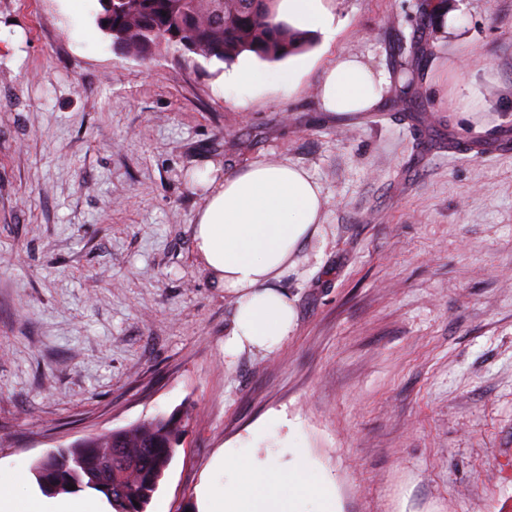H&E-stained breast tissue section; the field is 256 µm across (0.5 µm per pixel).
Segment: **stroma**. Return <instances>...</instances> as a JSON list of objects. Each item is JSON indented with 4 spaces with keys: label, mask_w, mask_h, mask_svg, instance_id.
I'll use <instances>...</instances> for the list:
<instances>
[{
    "label": "stroma",
    "mask_w": 512,
    "mask_h": 512,
    "mask_svg": "<svg viewBox=\"0 0 512 512\" xmlns=\"http://www.w3.org/2000/svg\"><path fill=\"white\" fill-rule=\"evenodd\" d=\"M329 0L336 32L294 84L236 91L229 64L116 50L98 0H0V475L39 491L59 445L157 414L182 444L154 503L203 512L225 449L294 461L340 512H512V0ZM419 96L321 111L351 54ZM484 139L481 157L467 137ZM289 162L327 200L279 285L296 325L224 357L233 301L193 229L224 176Z\"/></svg>",
    "instance_id": "obj_1"
}]
</instances>
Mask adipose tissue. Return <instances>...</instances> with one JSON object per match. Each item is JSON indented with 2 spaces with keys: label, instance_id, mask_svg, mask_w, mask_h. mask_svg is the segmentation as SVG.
Masks as SVG:
<instances>
[{
  "label": "adipose tissue",
  "instance_id": "obj_1",
  "mask_svg": "<svg viewBox=\"0 0 512 512\" xmlns=\"http://www.w3.org/2000/svg\"><path fill=\"white\" fill-rule=\"evenodd\" d=\"M277 20L296 30L331 40L335 18L328 0H279ZM297 66L271 70L251 54L240 56L227 76L235 89L265 83H292ZM389 79L353 55L336 58L324 71L318 104L323 111H372L384 98ZM195 228V248L219 286L233 299L231 327L224 355L275 350L291 333L295 309L274 283L295 265L303 246L321 227L325 199L320 185L302 168L282 163H255L243 171L211 182ZM297 464H280L274 456L258 457L251 448H228L218 463L223 483L203 485L199 494L206 512H336L335 492L297 449ZM0 512H103L99 500L71 497L46 501L17 497L12 485L0 481Z\"/></svg>",
  "mask_w": 512,
  "mask_h": 512
}]
</instances>
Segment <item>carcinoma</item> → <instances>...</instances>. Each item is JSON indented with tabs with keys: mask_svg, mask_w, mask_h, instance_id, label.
<instances>
[{
	"mask_svg": "<svg viewBox=\"0 0 512 512\" xmlns=\"http://www.w3.org/2000/svg\"><path fill=\"white\" fill-rule=\"evenodd\" d=\"M98 29L127 54L147 60L165 44L208 62L230 63L242 53L277 61L309 44L304 34L274 22V0H125L118 9L102 8ZM412 48L398 46L400 72L414 71ZM414 81L395 87L400 103L416 98ZM182 437L181 421L157 416L127 429L79 438L56 450L52 462L34 470L46 493L94 491L113 512H147Z\"/></svg>",
	"mask_w": 512,
	"mask_h": 512,
	"instance_id": "1",
	"label": "carcinoma"
}]
</instances>
